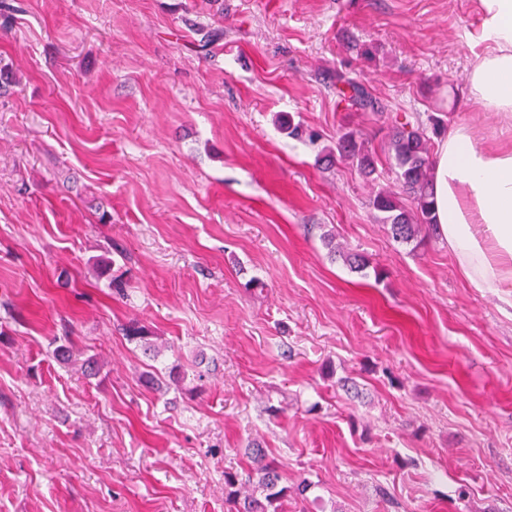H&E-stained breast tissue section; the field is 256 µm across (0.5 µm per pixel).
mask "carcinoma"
<instances>
[{
	"mask_svg": "<svg viewBox=\"0 0 512 512\" xmlns=\"http://www.w3.org/2000/svg\"><path fill=\"white\" fill-rule=\"evenodd\" d=\"M353 104L363 111L375 110V100L360 86L353 87ZM432 126L398 123L388 142L389 160L396 169L401 193L411 202L406 209L395 193L380 191L372 200V207L383 214L382 223L389 226L392 239L400 244L417 240L421 230L436 232L432 203V169L430 134L439 131L441 120L431 119ZM339 154L344 159L357 161L361 172L369 176L375 171L376 158L365 147L355 131H346L338 139ZM280 475L271 464L260 468L258 489L260 495L241 496L238 475L224 472V490L234 503L236 512H279L281 501L288 496V488L279 486Z\"/></svg>",
	"mask_w": 512,
	"mask_h": 512,
	"instance_id": "obj_1",
	"label": "carcinoma"
}]
</instances>
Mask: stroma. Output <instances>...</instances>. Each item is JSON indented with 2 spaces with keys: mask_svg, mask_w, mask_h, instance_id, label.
Returning a JSON list of instances; mask_svg holds the SVG:
<instances>
[{
  "mask_svg": "<svg viewBox=\"0 0 512 512\" xmlns=\"http://www.w3.org/2000/svg\"><path fill=\"white\" fill-rule=\"evenodd\" d=\"M5 2L0 512H235L255 443L284 512H512V314L371 204L394 123L497 127L475 0ZM337 148L343 159L356 160L361 172L369 176L375 171L376 158L365 147L356 131H346L338 139Z\"/></svg>",
  "mask_w": 512,
  "mask_h": 512,
  "instance_id": "stroma-1",
  "label": "stroma"
}]
</instances>
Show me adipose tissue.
Returning <instances> with one entry per match:
<instances>
[{
	"label": "adipose tissue",
	"instance_id": "obj_1",
	"mask_svg": "<svg viewBox=\"0 0 512 512\" xmlns=\"http://www.w3.org/2000/svg\"><path fill=\"white\" fill-rule=\"evenodd\" d=\"M482 43L470 95L501 120L495 145L470 125L449 130L433 167L435 221L472 286L512 308V0H479Z\"/></svg>",
	"mask_w": 512,
	"mask_h": 512
}]
</instances>
